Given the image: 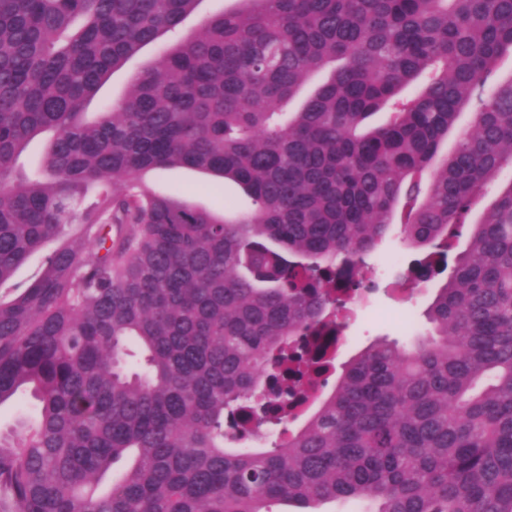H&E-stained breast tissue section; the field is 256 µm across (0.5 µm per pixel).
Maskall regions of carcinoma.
<instances>
[{
  "label": "carcinoma",
  "mask_w": 512,
  "mask_h": 512,
  "mask_svg": "<svg viewBox=\"0 0 512 512\" xmlns=\"http://www.w3.org/2000/svg\"><path fill=\"white\" fill-rule=\"evenodd\" d=\"M200 2L0 0V406L36 401L0 432V512H512V179L428 307L431 338L369 345L268 448L245 429L292 413L281 381L335 372L295 350L345 328L336 270L395 224L424 274L448 265L512 167V77L495 80L512 0H242L89 116ZM168 168L252 206L161 192L146 175ZM171 43H173V41L170 36H164L157 43L145 47L138 55L130 59L123 69L114 72L90 104L88 112H96L98 103L101 99L108 98L112 101L120 99L125 92L127 82L131 74L136 72L145 64L154 61L158 56L159 48Z\"/></svg>",
  "instance_id": "obj_1"
}]
</instances>
